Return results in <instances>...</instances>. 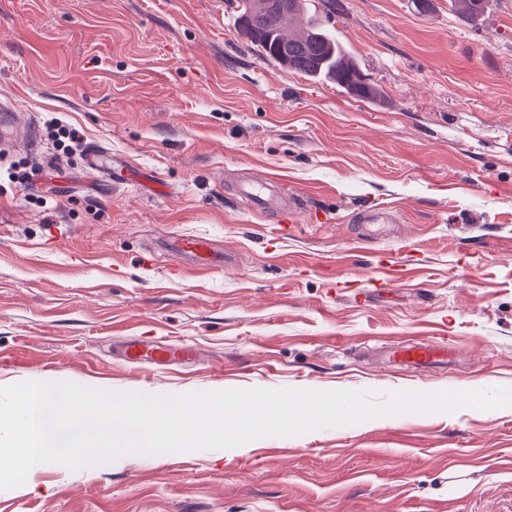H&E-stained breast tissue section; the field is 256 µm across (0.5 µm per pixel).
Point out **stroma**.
Segmentation results:
<instances>
[{
	"instance_id": "35a3bbf8",
	"label": "stroma",
	"mask_w": 512,
	"mask_h": 512,
	"mask_svg": "<svg viewBox=\"0 0 512 512\" xmlns=\"http://www.w3.org/2000/svg\"><path fill=\"white\" fill-rule=\"evenodd\" d=\"M380 91L261 56L225 0H0V387L189 394L512 388V0L320 8ZM55 119L150 172L153 195L54 155ZM41 167L10 181L6 168ZM275 176L282 225L238 183ZM392 210L357 240L354 217ZM224 252L197 270L164 239ZM414 339L447 363L393 356ZM144 340L189 360L130 365ZM0 512H512V407L401 414L249 447L52 465Z\"/></svg>"
}]
</instances>
